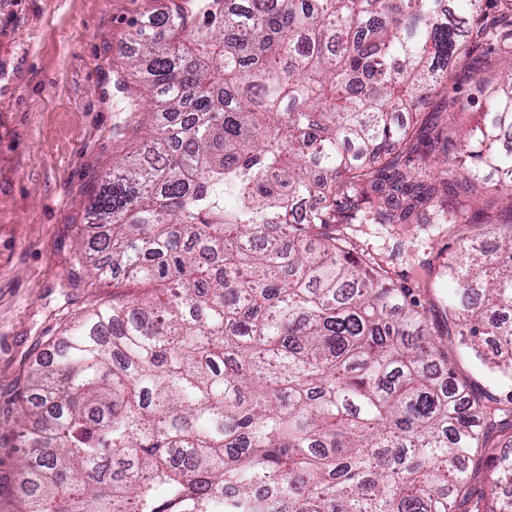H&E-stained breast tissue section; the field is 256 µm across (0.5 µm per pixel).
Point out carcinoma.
Returning <instances> with one entry per match:
<instances>
[{"instance_id": "cac0c4a2", "label": "carcinoma", "mask_w": 512, "mask_h": 512, "mask_svg": "<svg viewBox=\"0 0 512 512\" xmlns=\"http://www.w3.org/2000/svg\"><path fill=\"white\" fill-rule=\"evenodd\" d=\"M487 2L169 0L134 25L167 124L104 179L80 258L140 294L32 365L9 512H512V394L448 356L512 383V213L460 222L512 198V20ZM479 42L503 84L439 167L448 119L420 139L419 102ZM452 288L454 286L448 281V278L437 277L434 279L432 288L429 290V296L427 297L429 304L431 303L429 313L431 320L437 318L442 308L448 304V295L451 293ZM457 370L460 375L475 382L478 387L505 394L508 389L498 387L496 375L490 371L477 366L468 358H457Z\"/></svg>"}]
</instances>
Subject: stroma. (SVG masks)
Wrapping results in <instances>:
<instances>
[{
	"label": "stroma",
	"instance_id": "35a3bbf8",
	"mask_svg": "<svg viewBox=\"0 0 512 512\" xmlns=\"http://www.w3.org/2000/svg\"><path fill=\"white\" fill-rule=\"evenodd\" d=\"M163 0H0V473L25 377L51 338L91 306L129 295L79 263V231L113 164L143 147L161 115L130 67L129 34ZM501 65L484 46L448 74L480 101Z\"/></svg>",
	"mask_w": 512,
	"mask_h": 512
}]
</instances>
